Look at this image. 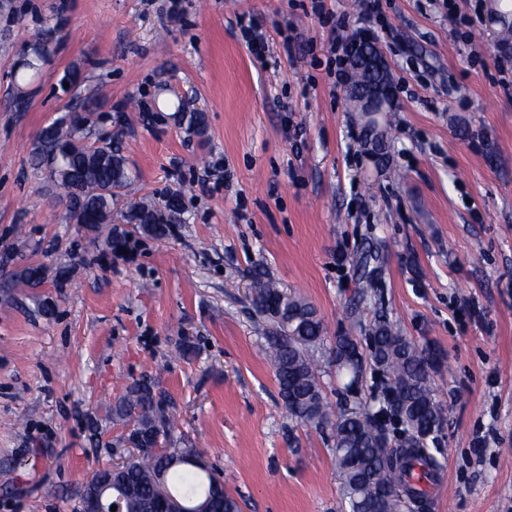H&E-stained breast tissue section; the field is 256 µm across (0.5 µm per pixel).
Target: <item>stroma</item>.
Returning <instances> with one entry per match:
<instances>
[{
    "label": "stroma",
    "mask_w": 512,
    "mask_h": 512,
    "mask_svg": "<svg viewBox=\"0 0 512 512\" xmlns=\"http://www.w3.org/2000/svg\"><path fill=\"white\" fill-rule=\"evenodd\" d=\"M181 3L0 0V512H80V481L125 452L109 409L143 379L172 406L174 447L202 453L241 512H349L328 431L282 405L253 308L267 280L322 318L311 359L334 411L376 384L368 369L345 393L339 334L364 338L382 314L435 349L443 424L420 512H512V42L483 16L459 37L441 0H380L395 104L372 145L328 75L342 33L310 0ZM41 33L51 51L19 107L11 75ZM75 104L137 176L95 229L66 222L63 190L31 164ZM218 160L229 184L212 189ZM172 194V236L126 223L130 200ZM113 227L132 255L105 248ZM32 264L69 279L19 283ZM239 32L248 50L259 60H264L270 51L269 40L261 27L251 18L241 17Z\"/></svg>",
    "instance_id": "35a3bbf8"
}]
</instances>
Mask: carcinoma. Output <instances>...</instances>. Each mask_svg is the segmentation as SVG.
Listing matches in <instances>:
<instances>
[{
  "label": "carcinoma",
  "instance_id": "obj_1",
  "mask_svg": "<svg viewBox=\"0 0 512 512\" xmlns=\"http://www.w3.org/2000/svg\"><path fill=\"white\" fill-rule=\"evenodd\" d=\"M42 60L36 44L17 82L28 84L31 75L40 70ZM90 116V112H68L42 129L40 149L33 158L39 169H56L53 180L67 191L69 199L68 222L79 226L107 223L117 196L135 190L127 159L112 144L114 136H100L96 145L85 140L83 131L93 123ZM126 220L154 237L162 238L169 232L168 225L157 223L156 211L144 201L133 203ZM253 308L256 317L269 321L266 352L286 410L306 426L331 431L350 512H394L404 498L422 505L426 493L409 482L408 474L418 465L431 473L437 468L436 459L424 445L442 425L430 380L433 351L403 336L387 321H377L370 327L364 351L357 349L358 342L352 336L336 337L334 349L349 356L336 361L337 372L348 378L345 390L362 381L366 359L380 376L378 409L362 407L337 414L325 400L309 355L324 340L325 331L314 307L267 281L258 288ZM112 419L154 435L152 442L138 450V456L124 464L120 474V483L137 492V498L129 500L125 508L140 512L153 502L157 477L162 472L172 493L199 506L207 503L211 512H240L237 500L228 493L207 500L215 480L209 470L184 466L165 469L170 457L192 454L195 449L171 448L174 417L166 396L153 384L136 382L129 386L112 405ZM391 419L403 427L405 435L414 436L415 443L393 442L387 431Z\"/></svg>",
  "mask_w": 512,
  "mask_h": 512
}]
</instances>
